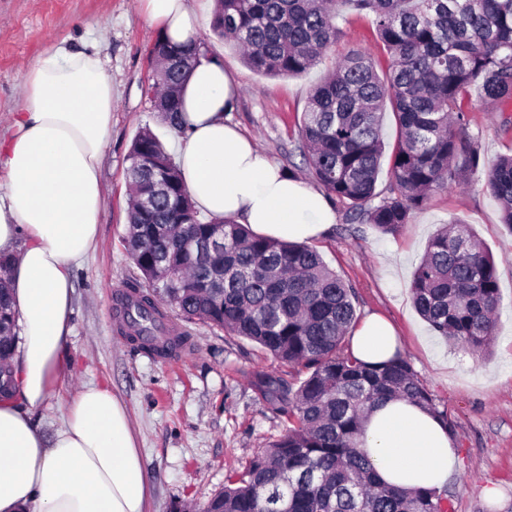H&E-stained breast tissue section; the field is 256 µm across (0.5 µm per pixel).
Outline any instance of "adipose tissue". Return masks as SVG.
I'll use <instances>...</instances> for the list:
<instances>
[{
  "label": "adipose tissue",
  "instance_id": "1",
  "mask_svg": "<svg viewBox=\"0 0 512 512\" xmlns=\"http://www.w3.org/2000/svg\"><path fill=\"white\" fill-rule=\"evenodd\" d=\"M171 42H197L202 24L188 0H141ZM15 132L0 142V254L22 342L11 388L0 395V512H147L150 478L127 412L107 387L82 389L53 434L42 412L71 366L75 264L94 244L104 210L100 161L112 128V78L99 54L59 47L23 80ZM236 86L216 55L201 54L181 92L187 123L180 168L207 214L232 218L282 241L322 235L334 223L322 193L283 172L225 119ZM396 351L393 325L371 314L351 352L367 364ZM380 477L404 488L443 486L456 464L441 420L405 399L380 404L361 437Z\"/></svg>",
  "mask_w": 512,
  "mask_h": 512
}]
</instances>
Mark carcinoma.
<instances>
[{"label": "carcinoma", "instance_id": "obj_1", "mask_svg": "<svg viewBox=\"0 0 512 512\" xmlns=\"http://www.w3.org/2000/svg\"><path fill=\"white\" fill-rule=\"evenodd\" d=\"M371 16L388 55L385 70L352 52L336 61L310 95L300 126L302 155L327 195L346 205V221L394 235L432 194L480 167L463 102L472 88L512 103V0H216L212 28L255 71L298 76L336 42L342 9ZM197 48L157 38L156 78L147 93L176 133L184 132L180 91ZM396 137L385 154L383 119ZM128 160L129 210L123 246L140 273L138 335L149 332L156 303L186 322L248 339L288 367L259 373L257 391L283 417L281 435L202 512H447V492L385 484L360 436L370 411L405 398L434 413L427 385L396 353L368 365L345 348L356 321L354 290L312 247L253 232L230 218H201L180 166L148 128ZM389 194L379 197L383 162ZM484 186L512 232V154L485 169ZM378 204H373L374 200ZM224 238V261L201 252ZM0 257V393L11 380L18 314ZM418 313L441 335L472 352L487 350L499 306V270L470 225L448 224L428 241L411 282ZM305 373L294 384L293 373Z\"/></svg>", "mask_w": 512, "mask_h": 512}]
</instances>
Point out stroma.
<instances>
[{
	"instance_id": "1",
	"label": "stroma",
	"mask_w": 512,
	"mask_h": 512,
	"mask_svg": "<svg viewBox=\"0 0 512 512\" xmlns=\"http://www.w3.org/2000/svg\"><path fill=\"white\" fill-rule=\"evenodd\" d=\"M339 26L341 34L322 63L299 76L277 77L250 68L210 24L200 30L202 46L219 56L237 87L230 122L282 170L309 184L314 178L300 154L299 126L311 90L351 51L379 64L386 58L368 16L345 10ZM157 35L140 0H0L1 139L14 132L26 68L56 46L99 52L112 76V128L100 164L105 207L94 246L73 269L72 369L55 387L43 429L58 427L82 387H109L129 414L151 478L150 512H174L220 492L226 474L275 440L283 421L251 385L256 372L278 364L251 341L195 322L188 326L194 352L169 366L120 342L110 327L116 291L138 276L121 243L131 143L147 127L171 156L180 150L145 92ZM467 108L484 164L512 150V133L503 131L493 103L475 90ZM330 207L336 222L311 239V246L354 289L357 318L376 312L395 324L403 356L426 383L437 410L455 422L457 464L446 483L452 512H512V232L484 190L483 172L433 194L395 235L346 223L345 207L335 201ZM452 220L471 225L499 268L496 334L485 354L448 343L411 300L413 273L429 239ZM488 483L499 486L497 501L485 499Z\"/></svg>"
}]
</instances>
